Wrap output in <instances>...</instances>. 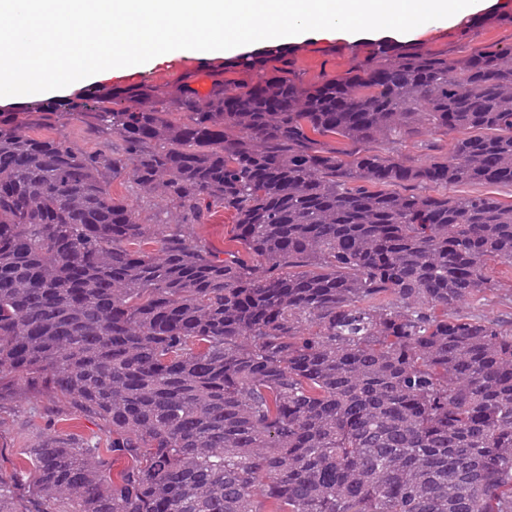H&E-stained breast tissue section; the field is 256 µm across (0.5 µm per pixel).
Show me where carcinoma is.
<instances>
[{"instance_id": "1", "label": "carcinoma", "mask_w": 512, "mask_h": 512, "mask_svg": "<svg viewBox=\"0 0 512 512\" xmlns=\"http://www.w3.org/2000/svg\"><path fill=\"white\" fill-rule=\"evenodd\" d=\"M226 66L205 95L186 75L0 110V401L112 429L26 449L0 512H512V327L462 311L512 269V200L448 195L512 187V46L379 42L313 84L287 46ZM67 124L120 147L31 134ZM425 126L462 134L451 155L371 147ZM116 181L184 224L223 207L249 260Z\"/></svg>"}]
</instances>
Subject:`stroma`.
I'll return each mask as SVG.
<instances>
[{
	"label": "stroma",
	"mask_w": 512,
	"mask_h": 512,
	"mask_svg": "<svg viewBox=\"0 0 512 512\" xmlns=\"http://www.w3.org/2000/svg\"><path fill=\"white\" fill-rule=\"evenodd\" d=\"M512 12V0H487L477 12L462 10L458 19L433 20L418 26L409 42L431 51H445L456 56L477 47L505 48L512 45V25L492 24L488 18ZM364 41H345L314 35L299 42L296 67L305 80L316 81L325 76L340 75L363 58ZM210 67L191 55H160L147 63L98 74V81L115 86L146 83L164 86L189 74L201 90L210 89ZM233 216L224 209L212 210L200 224H185L181 230L194 242L217 253H244L235 239ZM491 275L497 288L471 297L464 305L466 312L503 325L512 324V269L494 266ZM50 433H67L93 443H107L108 426L99 420L76 413L65 403L51 397L14 399L0 402V473L12 474L25 448Z\"/></svg>",
	"instance_id": "1"
}]
</instances>
